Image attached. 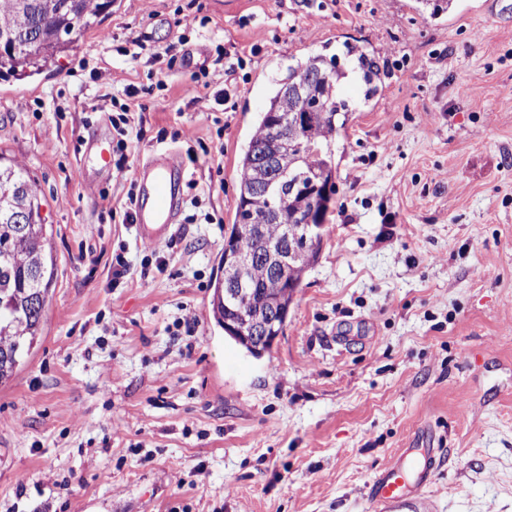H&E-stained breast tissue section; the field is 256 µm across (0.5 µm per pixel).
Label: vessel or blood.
Here are the masks:
<instances>
[{
    "instance_id": "1",
    "label": "vessel or blood",
    "mask_w": 512,
    "mask_h": 512,
    "mask_svg": "<svg viewBox=\"0 0 512 512\" xmlns=\"http://www.w3.org/2000/svg\"><path fill=\"white\" fill-rule=\"evenodd\" d=\"M83 156L99 172L111 173L112 158L102 138L86 142ZM138 191L134 199V222L142 240L164 241L179 220L183 199V168L172 154L155 155L141 164L136 173ZM407 463L386 469L369 487L372 512H392L411 488L427 484L432 475V459L417 462L415 452H408Z\"/></svg>"
}]
</instances>
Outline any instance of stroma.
Listing matches in <instances>:
<instances>
[{
  "instance_id": "obj_1",
  "label": "stroma",
  "mask_w": 512,
  "mask_h": 512,
  "mask_svg": "<svg viewBox=\"0 0 512 512\" xmlns=\"http://www.w3.org/2000/svg\"><path fill=\"white\" fill-rule=\"evenodd\" d=\"M348 44L384 75L368 101L336 83L319 258L257 359L210 312L239 161L289 67ZM204 68L228 107L196 98ZM130 84L129 167L77 179ZM164 150L191 186L153 244L120 214ZM0 151L44 196L56 264L43 336L0 386V512H368L418 443L437 467L400 512H512V0H114L56 67L0 79Z\"/></svg>"
}]
</instances>
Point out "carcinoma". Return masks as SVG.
Segmentation results:
<instances>
[{
    "instance_id": "carcinoma-1",
    "label": "carcinoma",
    "mask_w": 512,
    "mask_h": 512,
    "mask_svg": "<svg viewBox=\"0 0 512 512\" xmlns=\"http://www.w3.org/2000/svg\"><path fill=\"white\" fill-rule=\"evenodd\" d=\"M112 0L86 7L81 0H0V78L40 72L54 66L60 57L77 48L85 33L98 28ZM347 64L364 85V100L378 90L380 72L366 54L343 53ZM345 75L339 55H314L288 69L264 112L240 161L239 205L230 234L247 230L288 196V209H307L309 197L293 189L303 180L319 189L334 187L333 173L325 148L339 130V116L349 104L336 92L335 79ZM308 81V98L302 104L294 94L296 83ZM308 105L311 123L299 133L301 141L313 145L293 159L286 176L260 194L256 181L263 178L258 165L263 139L276 119L285 118ZM38 187L15 161L0 153V384L8 381L31 354L41 335L46 299L53 283L55 261L41 216ZM248 290L253 302L228 300L224 279L214 286L212 312L219 323L237 313L256 312L274 299L278 307L289 309L294 288H277L266 282L261 268L250 274Z\"/></svg>"
}]
</instances>
